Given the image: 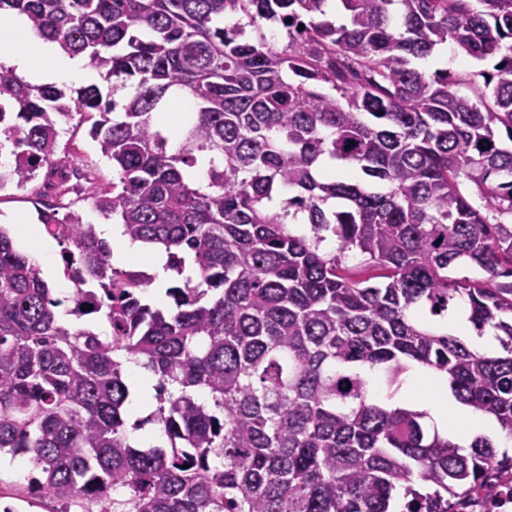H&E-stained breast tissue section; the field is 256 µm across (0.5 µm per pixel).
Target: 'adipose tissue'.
Listing matches in <instances>:
<instances>
[{"mask_svg": "<svg viewBox=\"0 0 512 512\" xmlns=\"http://www.w3.org/2000/svg\"><path fill=\"white\" fill-rule=\"evenodd\" d=\"M0 46L11 50V64L17 73L38 81L59 83L90 80L95 76L86 57L69 55L57 43L40 37L23 16L0 26ZM416 376L429 380V387L419 390L415 385H405L396 396V403L421 402L441 431L453 433L458 446L468 447L476 437L499 432L498 423L484 414L466 408L450 409L448 383L444 378L428 376L421 369L417 370Z\"/></svg>", "mask_w": 512, "mask_h": 512, "instance_id": "obj_1", "label": "adipose tissue"}]
</instances>
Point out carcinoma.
Segmentation results:
<instances>
[{"label":"carcinoma","mask_w":512,"mask_h":512,"mask_svg":"<svg viewBox=\"0 0 512 512\" xmlns=\"http://www.w3.org/2000/svg\"><path fill=\"white\" fill-rule=\"evenodd\" d=\"M336 2L339 25L326 0H0V21L25 16L107 83L0 63V191L43 177L70 314L112 331L60 321L0 225V453L60 512H454L512 468L391 403L421 366L512 436V0ZM447 42L491 62L477 97L423 66ZM179 93L194 108L174 143ZM76 114L112 181L59 152ZM83 201L166 252L169 310L142 303L152 277L113 267ZM462 264L487 277L451 276ZM461 307L495 351L448 331ZM131 360L157 379L161 444L126 427Z\"/></svg>","instance_id":"carcinoma-1"}]
</instances>
